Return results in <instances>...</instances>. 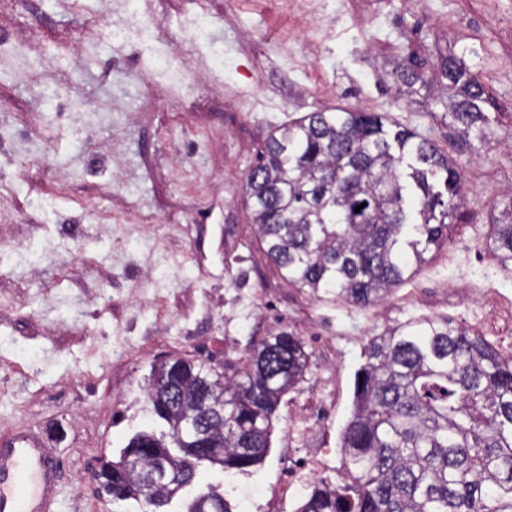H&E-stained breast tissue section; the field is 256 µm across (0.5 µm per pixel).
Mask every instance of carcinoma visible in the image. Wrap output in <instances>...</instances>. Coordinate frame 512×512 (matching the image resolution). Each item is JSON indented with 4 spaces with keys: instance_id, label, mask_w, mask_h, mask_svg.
Instances as JSON below:
<instances>
[{
    "instance_id": "1",
    "label": "carcinoma",
    "mask_w": 512,
    "mask_h": 512,
    "mask_svg": "<svg viewBox=\"0 0 512 512\" xmlns=\"http://www.w3.org/2000/svg\"><path fill=\"white\" fill-rule=\"evenodd\" d=\"M465 48L439 63L434 101L459 152L487 137L492 95ZM398 97L426 86L394 68ZM252 221L288 283L367 306L447 238L464 202L456 164L429 139L374 112L314 111L270 133L248 174ZM360 211H355L358 205ZM490 247L512 273V192L491 215ZM354 382L336 483L309 487L297 512H512V356L443 319L408 320L372 337ZM310 356L280 331L243 364L181 356L153 367L147 402L164 429L134 434L96 478L112 500L157 512L178 487L150 490L139 461L246 473L267 454L280 398Z\"/></svg>"
}]
</instances>
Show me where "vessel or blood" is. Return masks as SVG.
Listing matches in <instances>:
<instances>
[{"instance_id":"vessel-or-blood-1","label":"vessel or blood","mask_w":512,"mask_h":512,"mask_svg":"<svg viewBox=\"0 0 512 512\" xmlns=\"http://www.w3.org/2000/svg\"><path fill=\"white\" fill-rule=\"evenodd\" d=\"M58 485V463L37 435L0 440V512H59Z\"/></svg>"}]
</instances>
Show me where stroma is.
Segmentation results:
<instances>
[{
  "label": "stroma",
  "instance_id": "1",
  "mask_svg": "<svg viewBox=\"0 0 512 512\" xmlns=\"http://www.w3.org/2000/svg\"><path fill=\"white\" fill-rule=\"evenodd\" d=\"M115 34L99 40L96 0H0V43L30 44L53 63L32 91L0 57V435H42L62 476L61 512H139L100 491L93 471L153 427L145 387L169 356L240 361L286 331L310 355L304 381L277 406L270 448L246 473L202 470L162 512H186L217 485L233 512H297L276 501L290 458L289 423L316 410L324 372L336 411L318 433L325 479L343 469L339 440L355 372L373 336L410 319L478 328L493 347L512 320L476 309L459 250L512 297L489 245L490 213L512 190V0H322L317 19L283 0H112ZM156 15L140 23L132 10ZM468 46L496 100L488 140L459 154L448 114L427 92L395 100L394 59L414 55L434 78L441 54ZM213 60L222 86L193 78ZM378 112L455 157L465 204L428 261L363 307L288 285L249 220L246 176L268 133L318 109ZM71 239L75 257L55 247Z\"/></svg>",
  "mask_w": 512,
  "mask_h": 512
}]
</instances>
